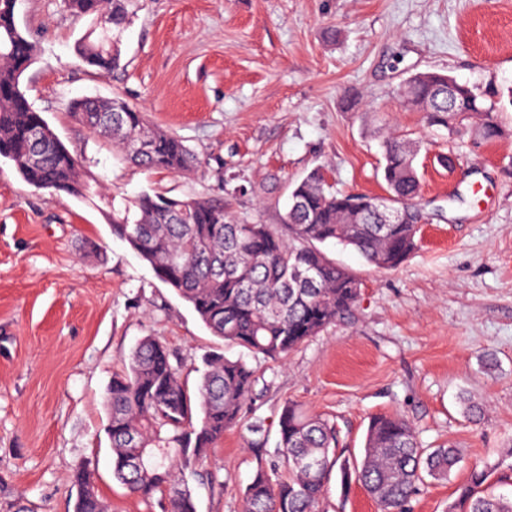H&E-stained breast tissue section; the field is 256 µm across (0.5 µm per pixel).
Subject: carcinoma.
<instances>
[{
	"instance_id": "carcinoma-1",
	"label": "carcinoma",
	"mask_w": 512,
	"mask_h": 512,
	"mask_svg": "<svg viewBox=\"0 0 512 512\" xmlns=\"http://www.w3.org/2000/svg\"><path fill=\"white\" fill-rule=\"evenodd\" d=\"M63 2L73 17L87 21L76 44L82 61L102 73L118 69L138 0ZM15 4L0 0V157L37 190L101 203L112 234L149 263L224 344L276 359L353 310L360 282L329 259L320 244L334 240L386 270L400 266L417 246L415 218L380 223L372 210L375 197L333 191L319 169L294 187L279 227L240 223L218 199L158 192L116 198L22 90L35 45L15 22ZM401 97L450 139L493 140L506 134L493 115L495 107L445 73L414 74ZM68 108L90 134L136 167L182 174L201 165L181 139L151 125L145 112L121 97L74 99ZM418 150L397 137L382 145L387 193L411 213L420 186L414 164ZM257 381L256 369L246 360L212 352L191 393L168 349L143 337L128 369L113 376L106 389L113 477L144 499L166 494L169 512H197L186 473H196L224 432L241 422ZM278 426L275 454L287 475L259 465L243 491V512H320L335 472L344 489L361 485L379 512H410L425 479H447L462 458L455 446L423 447L414 425L396 413L370 417L359 459L337 453L335 423L294 403L283 407ZM499 467L475 461L448 512H512V495L489 490L488 479ZM72 484L73 512H107L87 469H74Z\"/></svg>"
}]
</instances>
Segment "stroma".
I'll list each match as a JSON object with an SVG mask.
<instances>
[{
	"mask_svg": "<svg viewBox=\"0 0 512 512\" xmlns=\"http://www.w3.org/2000/svg\"><path fill=\"white\" fill-rule=\"evenodd\" d=\"M37 47L22 77L35 110L113 192L220 198L247 224H279L289 192L322 169L337 190L381 196V144L420 143L423 222L394 270L333 242L353 272V313L288 356L257 360L256 399L199 475L197 512H242L258 461H271L285 402L334 420L345 455L361 456L371 416L408 418L424 447L453 443L464 460L427 481L411 512H446L470 462L512 448V0H139L120 69L101 73L75 51L83 25L62 0H17ZM433 69L496 102L505 135L453 144L399 99L404 80ZM122 97L201 160L184 173L123 163L70 114L81 97ZM97 243L87 252L86 240ZM180 360L196 388L202 357L220 347L173 289L102 212L28 185L0 157V512H73L75 467L87 466L109 512H162L112 476L105 390L141 338ZM492 355L496 367L482 360ZM483 406L465 418L460 395ZM261 420L269 447L253 448ZM324 512H379L358 484L331 478Z\"/></svg>",
	"mask_w": 512,
	"mask_h": 512,
	"instance_id": "stroma-1",
	"label": "stroma"
}]
</instances>
